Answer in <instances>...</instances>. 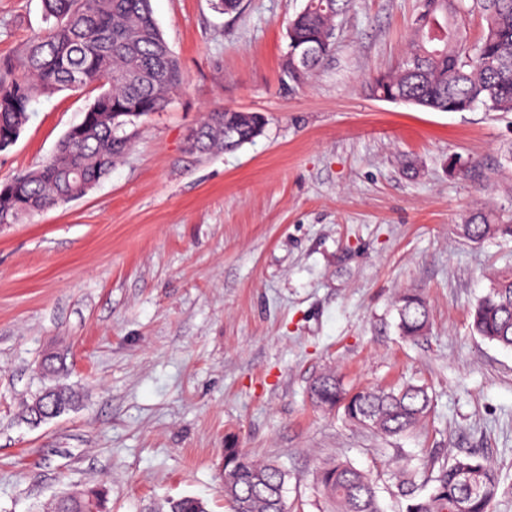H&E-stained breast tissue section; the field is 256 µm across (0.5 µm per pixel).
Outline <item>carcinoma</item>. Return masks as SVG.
Instances as JSON below:
<instances>
[{
  "mask_svg": "<svg viewBox=\"0 0 512 512\" xmlns=\"http://www.w3.org/2000/svg\"><path fill=\"white\" fill-rule=\"evenodd\" d=\"M349 0H306L288 22L302 45L318 44L322 52L299 71H284L294 82L315 70L331 51L336 17ZM46 28L33 34L21 51V75L10 60H0V151L11 146L24 127L37 97L65 89L98 91L80 123L59 140L53 155L37 169L0 184V220L14 224L24 216L85 196L109 174L116 158L129 146L124 117L136 118L162 110L183 84L178 59L165 41L151 0H42ZM478 14L485 22L471 37L466 17ZM440 19L446 35L428 36L430 23ZM407 57L393 71L369 81L376 97L437 112H512V0H419ZM231 108L213 111L203 121L200 152L234 151L261 135L265 117L251 113L238 122ZM464 232L473 241L500 235L512 237V209H477L468 216ZM399 333L418 340L431 325L430 309L411 290L394 302ZM473 331L482 338L512 348V272L490 280L473 311ZM311 401L326 410L343 409L351 422L384 437L411 431L424 418L431 398L423 386L403 383L346 392L333 371L312 380ZM74 402L63 383L46 388L25 404L27 420L54 419ZM434 483L425 498L416 495L417 466L397 462L399 495L408 500L406 512H490L500 479L493 465L475 454L456 455L429 463ZM328 512H383L372 475L350 462L336 460L317 474ZM286 473L271 463H259L240 448L224 449V500L230 512H288ZM105 490L94 487L80 497L60 500L56 512H101ZM169 512H205L204 503L183 496Z\"/></svg>",
  "mask_w": 512,
  "mask_h": 512,
  "instance_id": "obj_1",
  "label": "carcinoma"
}]
</instances>
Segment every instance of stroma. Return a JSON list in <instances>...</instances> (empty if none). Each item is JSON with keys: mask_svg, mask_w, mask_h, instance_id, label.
Listing matches in <instances>:
<instances>
[{"mask_svg": "<svg viewBox=\"0 0 512 512\" xmlns=\"http://www.w3.org/2000/svg\"><path fill=\"white\" fill-rule=\"evenodd\" d=\"M305 0H151L185 77L84 197L0 227V512H54L98 485L106 512H169L193 496L229 512L224 448L288 474L289 512H320L316 471L373 472L385 512H405L395 463L476 452L497 470L493 512H512V349L470 312L512 241L466 239L474 208L512 206V113L435 112L379 100L368 83L409 44L419 0H350L335 44L303 84L283 73ZM43 26L41 0H0V59ZM92 90L37 98L0 151V183L40 166ZM265 117L260 136L200 155L211 110ZM477 163L482 181L463 172ZM420 292L428 336H400L397 290ZM61 357L77 405L33 425L22 406ZM410 381L423 422L385 438L308 387Z\"/></svg>", "mask_w": 512, "mask_h": 512, "instance_id": "1", "label": "stroma"}]
</instances>
